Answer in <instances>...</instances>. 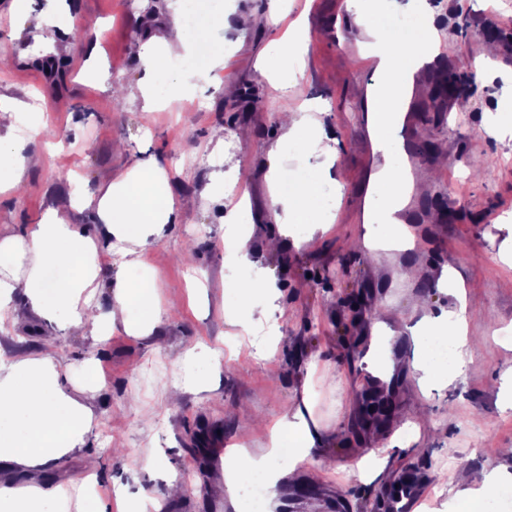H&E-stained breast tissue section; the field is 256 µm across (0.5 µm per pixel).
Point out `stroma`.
Masks as SVG:
<instances>
[{"label": "stroma", "mask_w": 512, "mask_h": 512, "mask_svg": "<svg viewBox=\"0 0 512 512\" xmlns=\"http://www.w3.org/2000/svg\"><path fill=\"white\" fill-rule=\"evenodd\" d=\"M427 3L447 72L467 86L469 107L446 120L430 107L413 125L418 143L443 145L445 154L425 156L410 178L421 210L414 246L400 255L415 270L404 281L394 269L373 266L363 251L347 248L363 239L359 203L372 190L371 176L383 158L359 119L365 95L360 69L369 59L365 33L354 31L361 41L355 50L338 40L347 24L344 0L309 6L303 0H225L224 22L213 31L224 45L223 67L190 98L152 112L143 108L140 87L151 76L141 57L168 21L171 0H24L18 15L13 0H0V99L21 107L25 124L18 133L27 160L21 186L0 192V232L26 233L59 198L98 193L137 158L160 160L173 198L195 200L194 209L127 270L134 283L154 287L164 318L159 335L117 330L73 336L35 318L0 333L5 356L45 355L68 368L70 394L94 413L91 443L52 465L68 512H87L97 499L116 506L119 493L141 512L150 496L161 497L163 512H251L245 494L233 502L217 494L224 470L215 459L223 443L262 456L268 434L243 427L225 409L246 404L272 421L300 403L308 387L315 393L314 419L333 426L324 450L333 464L315 457L294 468L279 459L285 473L278 488L281 512H290V496L305 482L316 504L332 495L348 503V512H377L385 487L410 468L422 470L429 482L418 512H448L473 470L512 473V458L502 454L512 448V409L501 410L498 396L503 377L512 374V348L500 337L503 329L512 330V259L502 249L512 235V53L506 49L512 34L497 25L512 17V0ZM50 11L60 20V41L69 46L68 71L60 80L46 72L43 63L52 51L38 38ZM242 13L256 17L252 29H234ZM302 14L307 78L288 105L324 100L331 106L324 119L336 130L339 156L322 187L335 222L306 248L267 255L263 243L276 225L266 207L265 175L268 152L283 131L277 92L261 72L260 54ZM78 20L88 31L73 41L69 34ZM216 126L224 129L220 147L209 139ZM452 180L463 195L453 203L457 219L447 220ZM232 182L250 199L244 216L249 248L275 276L284 312V340L270 362L257 356L259 336L238 334L224 317L235 304L231 285L240 273L224 263V216L231 206L224 187ZM451 261L464 284L479 286L466 294L469 361L461 381L424 388L414 368L410 329L417 320L410 297L428 295L435 306H450L453 296L440 292L437 282ZM376 305L388 311L387 326L394 331V369L383 382L363 365L378 333L367 318ZM189 342L199 346V374L208 371L209 350H222L224 365L206 390L173 401L167 392L186 381L179 356ZM91 359L102 376L97 388L84 392L83 364ZM314 361L323 375L310 376ZM381 382L397 417L380 424L376 442L364 421L365 397L376 394ZM406 421L418 426L420 438L402 451L391 440ZM209 429L221 431V439L206 437ZM372 453L385 458L384 469L349 477L350 466ZM90 454L101 465L93 486L83 471ZM148 456L158 458L159 470L143 469ZM186 473L191 480L184 494L165 498L167 478Z\"/></svg>", "instance_id": "stroma-1"}]
</instances>
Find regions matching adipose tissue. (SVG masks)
<instances>
[{
    "label": "adipose tissue",
    "instance_id": "adipose-tissue-1",
    "mask_svg": "<svg viewBox=\"0 0 512 512\" xmlns=\"http://www.w3.org/2000/svg\"><path fill=\"white\" fill-rule=\"evenodd\" d=\"M346 10L354 26L370 28L376 53L387 76L385 90L374 102L375 139L385 163L380 171L383 193L375 212L385 232L366 236L364 246L373 262L393 257L396 246L391 233L398 226L401 208L402 170L387 135L391 121L389 108L398 95L399 77L412 75L410 66L418 51L434 35L432 23L418 27L404 37L385 23L370 17L363 0H346ZM206 25L188 26L182 5H175L168 33L153 37L146 44L142 64L154 76H167L166 95L184 98L195 88L210 82L213 72L224 62V50L217 47L187 73L170 71L168 62L176 53L190 54L196 43L209 40ZM306 35L297 27L289 37L273 38L265 49L263 62L280 90H288L305 76ZM283 142L294 144L307 161L310 178H298L292 190H281L285 172L279 162V148L269 152L271 164L266 179L269 185L267 206L273 213L278 232L294 248L324 234L333 224L332 208L321 206L320 181L324 172L336 163V138L309 108L297 107L285 114ZM166 174L152 157L134 162L125 176L102 186L98 195L83 199L70 197L49 208L38 224L23 235H0V322L20 324L25 317L37 316L47 326H58L83 335L104 336L123 329L133 336H150L159 328L162 317L150 285H135L125 272L104 280L102 266L113 251L137 264L145 248L157 242L167 224L175 222L181 206L162 191ZM93 209L99 229L82 233L73 224V211ZM110 288L112 302L102 306L99 296ZM236 307L228 311L231 325L244 332L261 327L267 340L261 348L264 359H271L281 339L279 320L283 315L277 303L276 280L272 275L250 276L234 282ZM455 306L440 311L424 310L412 333L417 351L415 367L427 385L441 387L460 378L468 363L469 336L464 290H455ZM262 298L254 306V298ZM140 316H133V309ZM447 338L452 357L444 361L425 350L432 338ZM313 406L312 393H305L300 406L289 410L268 426L269 449L256 459H247L244 451L224 455V480L243 481L250 473L264 472L270 487H277L282 473L273 459L282 445L292 450L293 464L312 457L331 434L329 426L309 422L306 414ZM91 410L73 399L62 380V370L47 356L5 358L0 355V463L15 462L39 478L52 462L83 447L92 432ZM512 481V474L499 470L480 471L472 482L455 493L457 512L491 497L496 487Z\"/></svg>",
    "mask_w": 512,
    "mask_h": 512
}]
</instances>
